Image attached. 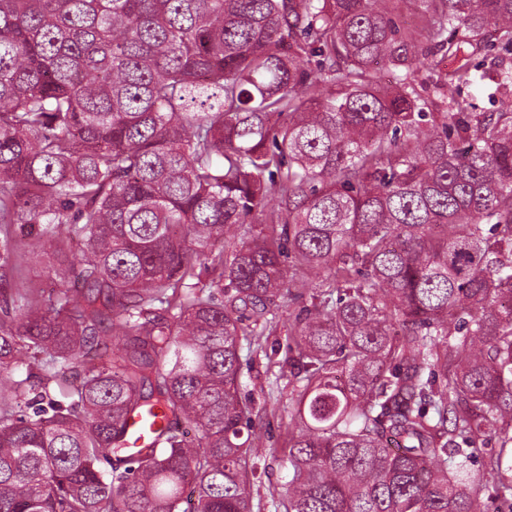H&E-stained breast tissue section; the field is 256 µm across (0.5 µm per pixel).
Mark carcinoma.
Instances as JSON below:
<instances>
[{
  "label": "carcinoma",
  "instance_id": "1",
  "mask_svg": "<svg viewBox=\"0 0 512 512\" xmlns=\"http://www.w3.org/2000/svg\"><path fill=\"white\" fill-rule=\"evenodd\" d=\"M384 2L0 0V512H260L269 456L276 512L512 501V98L469 93L512 0H420L426 44ZM281 314L282 322L276 336H270L268 343H263L262 349L256 351L254 346L253 351H249L245 347L242 352L240 396L242 399L251 400L256 409L261 410L262 408L260 413L262 431L260 439L257 441V448H285L288 440V414L284 410V406L288 403L291 386L288 385V379L284 377L278 382L283 389L282 395L279 396L275 388L273 397L269 398L266 379V369L269 364L278 362L284 356L288 331V307ZM275 339H278L281 344L276 355L272 354L271 350ZM261 387L264 390H261ZM276 396L278 401L275 400ZM127 432L130 438L129 446L139 448L143 446L153 435L152 427L144 422L141 415L132 416L128 420ZM266 472L252 486L253 501L264 505L261 512H274L271 507L273 494L277 497L275 489L280 488L288 480V469L281 461H267Z\"/></svg>",
  "mask_w": 512,
  "mask_h": 512
}]
</instances>
